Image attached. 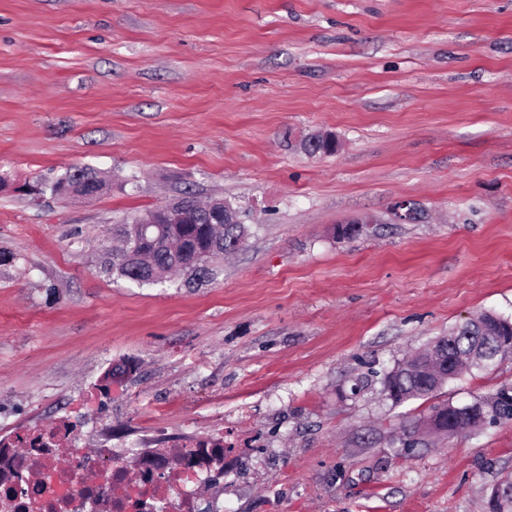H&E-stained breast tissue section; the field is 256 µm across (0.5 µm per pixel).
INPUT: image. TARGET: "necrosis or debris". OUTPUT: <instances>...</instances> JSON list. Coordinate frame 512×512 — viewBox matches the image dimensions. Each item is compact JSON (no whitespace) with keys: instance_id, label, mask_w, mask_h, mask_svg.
I'll use <instances>...</instances> for the list:
<instances>
[{"instance_id":"4bbe7bcc","label":"necrosis or debris","mask_w":512,"mask_h":512,"mask_svg":"<svg viewBox=\"0 0 512 512\" xmlns=\"http://www.w3.org/2000/svg\"><path fill=\"white\" fill-rule=\"evenodd\" d=\"M166 431L150 445L104 448L87 456L70 417L56 425L54 445L42 447L37 429L0 436L9 448L0 467V512H199L194 488L211 477L209 456L220 453L223 434L206 440L183 439L188 455L167 454ZM97 479L87 482V471ZM127 484L115 497L112 488Z\"/></svg>"}]
</instances>
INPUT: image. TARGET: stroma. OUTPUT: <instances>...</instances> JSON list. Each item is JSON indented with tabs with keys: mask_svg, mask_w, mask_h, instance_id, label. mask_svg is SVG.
<instances>
[{
	"mask_svg": "<svg viewBox=\"0 0 512 512\" xmlns=\"http://www.w3.org/2000/svg\"><path fill=\"white\" fill-rule=\"evenodd\" d=\"M0 168L108 180L0 194V430L68 401L92 455L108 421L223 433L205 512H487L512 424L416 427L512 387V355L398 406L379 375L512 319V0H0ZM188 193L249 211L241 251L200 283L106 272L113 225ZM303 147L312 156H329L338 151L340 142L333 134H314L305 140ZM38 180V188L40 189L42 194L50 193L51 195H57L61 188L69 187L74 184H81L88 190H92L96 192L98 190V184L102 180L98 174L94 171H91L87 168H77L70 169L56 177L54 180H42L41 178H37ZM84 187L81 186L80 189L78 186H73L71 189L67 188L60 192V195H66L70 193H77L80 190V195H85Z\"/></svg>",
	"mask_w": 512,
	"mask_h": 512,
	"instance_id": "stroma-1",
	"label": "stroma"
}]
</instances>
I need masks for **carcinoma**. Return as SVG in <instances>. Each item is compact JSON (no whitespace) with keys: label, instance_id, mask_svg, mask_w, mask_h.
I'll return each instance as SVG.
<instances>
[{"label":"carcinoma","instance_id":"obj_1","mask_svg":"<svg viewBox=\"0 0 512 512\" xmlns=\"http://www.w3.org/2000/svg\"><path fill=\"white\" fill-rule=\"evenodd\" d=\"M100 181L96 172L77 168L51 181L38 180V188L43 194L55 196L61 188L78 183L95 192ZM182 201L192 207L188 224H154L145 234L132 223L117 225L122 247L112 253L107 270L139 286L166 283L173 272L193 279L206 278L210 275V262L249 235L247 224H226L224 230L214 231L205 207L191 196L182 197ZM511 340L512 326L501 321L469 328L457 324L448 330V335L429 342L414 357L398 362L384 376L382 394L395 405L426 400L444 385V365L466 366L472 353L492 357ZM435 412L442 422L435 424L433 432L450 438L459 434L460 422L473 415L483 416L487 424L512 423V390L501 389L463 406L445 403Z\"/></svg>","mask_w":512,"mask_h":512}]
</instances>
